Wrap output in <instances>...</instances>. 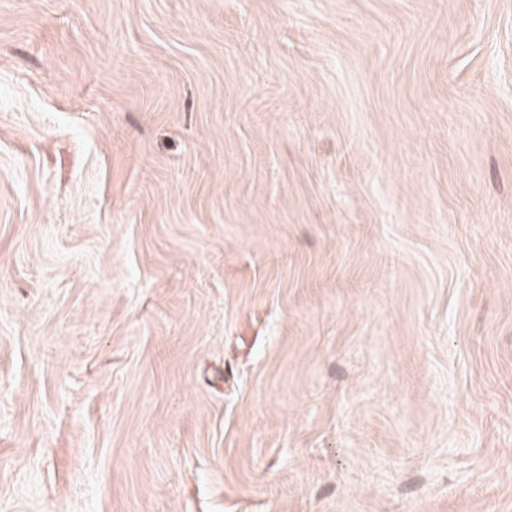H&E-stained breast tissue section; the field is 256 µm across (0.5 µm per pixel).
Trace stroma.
Returning a JSON list of instances; mask_svg holds the SVG:
<instances>
[{
    "mask_svg": "<svg viewBox=\"0 0 512 512\" xmlns=\"http://www.w3.org/2000/svg\"><path fill=\"white\" fill-rule=\"evenodd\" d=\"M0 512H512V0H0Z\"/></svg>",
    "mask_w": 512,
    "mask_h": 512,
    "instance_id": "obj_1",
    "label": "stroma"
}]
</instances>
